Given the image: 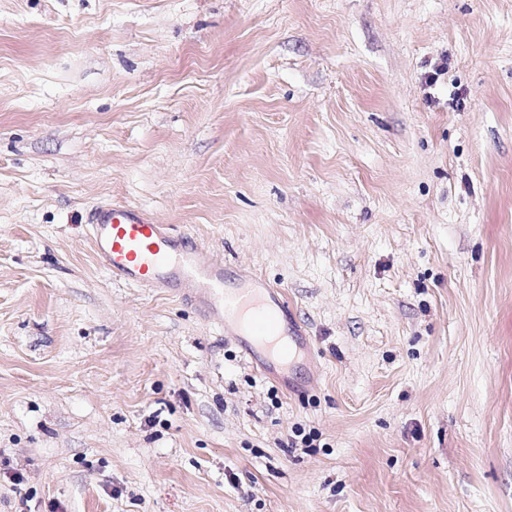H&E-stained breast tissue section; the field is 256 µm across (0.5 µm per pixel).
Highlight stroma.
Returning a JSON list of instances; mask_svg holds the SVG:
<instances>
[{
	"label": "stroma",
	"mask_w": 512,
	"mask_h": 512,
	"mask_svg": "<svg viewBox=\"0 0 512 512\" xmlns=\"http://www.w3.org/2000/svg\"><path fill=\"white\" fill-rule=\"evenodd\" d=\"M118 203L309 353L113 281ZM0 512H512V0H0Z\"/></svg>",
	"instance_id": "stroma-1"
}]
</instances>
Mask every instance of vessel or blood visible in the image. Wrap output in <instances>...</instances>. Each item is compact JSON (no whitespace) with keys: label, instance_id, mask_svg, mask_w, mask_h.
I'll return each mask as SVG.
<instances>
[{"label":"vessel or blood","instance_id":"obj_1","mask_svg":"<svg viewBox=\"0 0 512 512\" xmlns=\"http://www.w3.org/2000/svg\"><path fill=\"white\" fill-rule=\"evenodd\" d=\"M91 228L96 257L116 281L178 291L205 319L223 327L225 335L243 334L268 349L287 335L285 321L291 313L280 291L249 273L242 275L240 285H230L223 265L141 209L102 206Z\"/></svg>","mask_w":512,"mask_h":512}]
</instances>
